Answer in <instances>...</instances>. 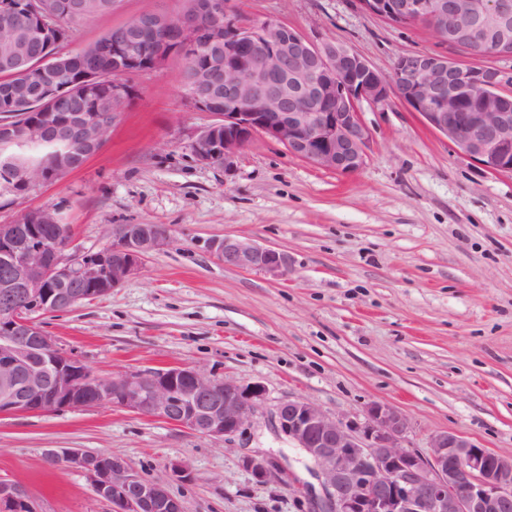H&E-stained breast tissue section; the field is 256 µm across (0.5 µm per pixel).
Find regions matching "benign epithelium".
Instances as JSON below:
<instances>
[{"instance_id": "7a95c632", "label": "benign epithelium", "mask_w": 512, "mask_h": 512, "mask_svg": "<svg viewBox=\"0 0 512 512\" xmlns=\"http://www.w3.org/2000/svg\"><path fill=\"white\" fill-rule=\"evenodd\" d=\"M175 14L149 11L125 24L112 43L84 53L109 57L112 74L86 68L80 84H112V115L123 111L128 87L122 78L161 67L175 52L205 55L186 85L195 108L213 122L191 144L201 163L232 170L239 154L261 136L284 145L296 158L329 171L353 173L366 162L370 133L360 105H381L395 95L461 154L493 173L512 172V67H476L436 53L399 56L390 75L336 41L316 42L288 26L244 22L233 0H179ZM360 9L400 26L427 27L442 44L471 58L512 59V0H357ZM23 17L49 36L36 50L19 45L10 57L21 82L17 104L29 101L24 82L40 83L37 118L22 126L29 143L63 144L48 169L19 163L4 168L0 192L32 189L72 171L104 144L112 121L83 110L69 117L59 102L78 90L58 73L53 51L70 37L42 0L0 3V19ZM152 33L144 55L139 34ZM30 238L19 241V224H0V416L112 404L162 418L214 440L250 425L267 390L259 382L219 379L193 366L102 375L56 349L40 325L47 313L68 312L106 295L138 271L146 254L171 240L163 224H118L112 246L67 257L66 226L55 211L30 210L20 219ZM55 225L56 236L41 230ZM210 252L227 268L288 274V255L232 237L213 239ZM277 428L301 449L324 498L319 512H512V456L479 448L453 432L429 437L425 451L406 446L412 426L397 408L372 403L363 418L340 419L305 398L280 401ZM50 456L80 468L97 496L114 512H183L162 480L145 479L127 462L105 452L52 448ZM243 466L259 483L278 482L299 495L311 486L292 482L272 455H247ZM0 512H37L27 490L0 481Z\"/></svg>"}]
</instances>
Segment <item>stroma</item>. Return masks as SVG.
Here are the masks:
<instances>
[{
	"label": "stroma",
	"instance_id": "1",
	"mask_svg": "<svg viewBox=\"0 0 512 512\" xmlns=\"http://www.w3.org/2000/svg\"><path fill=\"white\" fill-rule=\"evenodd\" d=\"M247 22L272 20L334 40L390 73L403 53L443 50L423 26H395L356 0H237ZM177 0H116L77 26L74 53L141 12ZM184 61L132 74L109 137L81 168L21 197L0 198V224L57 209L73 249L112 244L118 224H163L171 241L109 294L41 320L56 348L94 371L197 366L263 383L267 399L242 432L215 440L109 404L0 417V480L24 485L38 512H112L79 468L51 448L124 459L167 482L184 512H312L311 501L258 483L244 455H274L311 482L303 452L272 420L304 397L355 418L373 402L399 409L410 444L462 434L512 454V172H487L390 97L363 104L368 158L357 172L319 169L259 137L232 173L190 146L212 121L181 81ZM224 236L286 252L274 277L224 267L208 243ZM191 474L171 476L172 462Z\"/></svg>",
	"mask_w": 512,
	"mask_h": 512
}]
</instances>
